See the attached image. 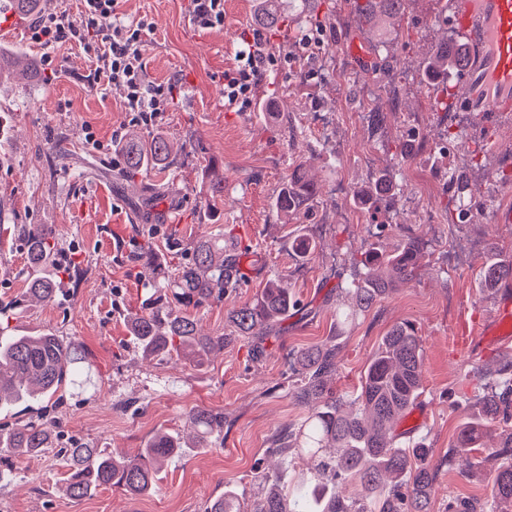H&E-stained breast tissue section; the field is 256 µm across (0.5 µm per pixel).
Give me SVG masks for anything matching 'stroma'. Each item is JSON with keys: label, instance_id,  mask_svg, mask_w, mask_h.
<instances>
[{"label": "stroma", "instance_id": "1", "mask_svg": "<svg viewBox=\"0 0 512 512\" xmlns=\"http://www.w3.org/2000/svg\"><path fill=\"white\" fill-rule=\"evenodd\" d=\"M442 2L411 0L400 22L367 29L358 26L347 0H282L285 22L264 32L275 63L251 111L232 112L224 107V72L257 28V0H224V25L216 29L193 23L188 0H125L127 18L144 15L153 23L143 47L150 80L174 87L154 129L183 147L171 169L134 179L113 168L112 136L149 129L126 112L123 89L95 82L94 66L79 47L47 49L25 34L9 39L27 58L39 63L52 56L62 70L0 91V302L28 282L18 225H53L61 250L77 257L65 283L70 295L24 309L11 325L79 341L91 381L68 389L56 408L44 401L17 404L0 413V425L58 419L80 443L128 457L159 431L192 437L186 414L193 407L222 411L224 434L212 447L170 460L154 492L141 497L106 488L70 498L64 492L68 462L49 450L18 464L14 479L0 484V512H202L225 489L251 490L261 472L288 492L314 465L303 456L285 468L270 452L274 436L296 427L306 413L292 395L289 356L335 339L334 387L350 395L382 337L406 319L416 323L422 340L424 392L418 413L400 428L425 435L434 458L447 456L458 424L474 410L467 368L512 355V345L492 352L478 348L472 336L478 322L495 314L493 296L481 286L484 263L512 261V224L495 221L498 210L512 206V125H474L469 137L453 140L452 117L433 111L436 92L419 65L455 33L440 15ZM306 34L317 43L299 49ZM328 53L339 56L343 78L324 77ZM366 112L384 113L381 130L363 122ZM60 141L81 154L87 173L55 158L52 147ZM370 142L378 149L373 161L365 156ZM477 145L482 152L476 156ZM311 153L310 173L321 188L312 215L301 224L281 223L272 199L293 164ZM212 161L224 169V200L214 209L202 186ZM384 173L394 194L356 203V191L374 186ZM452 175L479 189L469 219L456 224L448 220L443 191ZM220 222L251 240L254 272L236 295L201 313L204 331H224L228 310L264 288L274 272L289 274L304 310L259 353L247 339L200 366L142 357L125 323L145 296L131 248L136 228L173 224L188 242ZM426 223L427 252L415 276L337 333L336 284L357 273L362 253L391 251L407 227ZM301 231L316 242L302 267L289 249ZM464 237L479 239L480 257L449 267L448 251ZM492 475L479 453L443 467L431 488V512H447L456 499L490 500Z\"/></svg>", "mask_w": 512, "mask_h": 512}]
</instances>
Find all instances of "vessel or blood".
I'll return each instance as SVG.
<instances>
[{
  "mask_svg": "<svg viewBox=\"0 0 512 512\" xmlns=\"http://www.w3.org/2000/svg\"><path fill=\"white\" fill-rule=\"evenodd\" d=\"M448 19L476 53L473 69L454 88L458 107L483 116L512 119V0H448ZM498 319L482 329L488 346L512 341V283L493 296Z\"/></svg>",
  "mask_w": 512,
  "mask_h": 512,
  "instance_id": "vessel-or-blood-1",
  "label": "vessel or blood"
}]
</instances>
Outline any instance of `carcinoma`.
<instances>
[{"label":"carcinoma","mask_w":512,"mask_h":512,"mask_svg":"<svg viewBox=\"0 0 512 512\" xmlns=\"http://www.w3.org/2000/svg\"><path fill=\"white\" fill-rule=\"evenodd\" d=\"M256 23L272 28L279 22L276 0H261ZM404 0H365L354 3V14L364 24L394 19L403 14ZM457 41L443 40L423 66L427 78L448 79V46ZM178 149L161 133L132 138L123 144V167L131 176L149 174L172 166ZM315 154L302 158L282 183L272 206L285 219L299 218L311 209L320 189L308 175ZM209 200L224 197V172L216 164L206 170ZM137 236L135 261L151 269L146 287L149 296L139 313L128 314V332L140 351L152 358L167 359L177 354L197 364L214 350H222L257 330L270 329L302 310L300 301L284 285L280 274L267 280L266 288L248 302L228 312L230 329L216 336L199 326L198 314L248 282L252 245L223 227L217 233L195 239L181 247L177 228L170 227L164 247L170 261L162 262L156 251L155 236L141 229ZM22 241L31 271L27 288L10 301L0 303V318L22 310L28 303L50 305L62 296L60 285L68 274L56 265L58 241L49 224H25ZM426 243L408 238L390 252L369 250L360 260L361 272L349 283L336 286L347 297L348 305L336 309V328L353 321L388 296L401 283L411 279ZM512 276V263L488 264L482 270L483 288L494 289ZM337 346L321 344L297 356L302 370L295 387L297 399L308 412L295 431L288 434L283 449L319 458L313 476L302 479L291 495L277 490L253 503L252 512H430V489L437 463L425 444L415 437L403 446L399 424L417 404L423 392L424 349L415 325L410 321L394 325L371 356L359 392L354 397L337 393L332 381L337 368ZM80 345L51 331L18 336L0 323V408L22 400L48 399L58 404L66 389L87 381L79 369ZM475 380V399L481 416L468 418L449 445L448 462L456 456L484 449L483 438L494 427H501L499 443L487 449L494 462L492 500H455L448 512H496L498 502L512 503V361L495 366H474L467 371ZM196 429L194 447L207 448L212 438L224 432V413L196 407L187 414ZM51 432L40 424L26 422L6 433L0 432V450L6 449L20 460L44 453L64 437L62 422ZM337 455L323 457L328 445ZM182 448L180 436L159 432L135 458L119 453L104 454L84 444L68 448L69 471L66 487L73 499H83L101 487H118L129 494H143L155 488V477L165 462ZM243 496L229 492L210 501L203 512H246Z\"/></svg>","instance_id":"obj_1"}]
</instances>
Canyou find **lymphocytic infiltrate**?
<instances>
[{"mask_svg":"<svg viewBox=\"0 0 512 512\" xmlns=\"http://www.w3.org/2000/svg\"><path fill=\"white\" fill-rule=\"evenodd\" d=\"M122 0H79L84 18L74 27L57 14L40 17L31 39L43 46L72 42L90 56L96 75L126 92L125 109L142 125H154L170 105V88L151 81L143 62V37L152 28L147 17L125 19ZM236 64L224 72V106L243 112L253 104L256 86L274 61L261 33L245 40L235 55Z\"/></svg>","mask_w":512,"mask_h":512,"instance_id":"obj_1","label":"lymphocytic infiltrate"}]
</instances>
